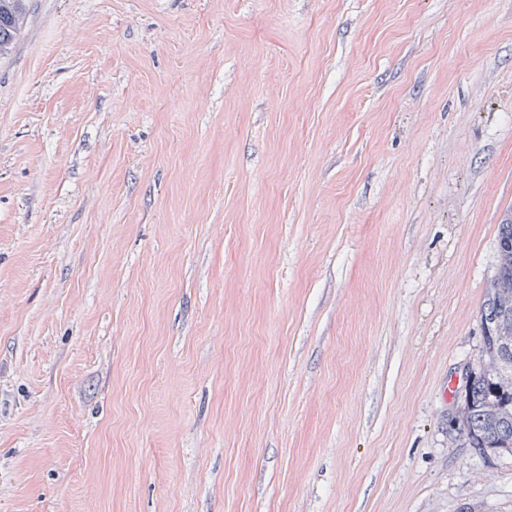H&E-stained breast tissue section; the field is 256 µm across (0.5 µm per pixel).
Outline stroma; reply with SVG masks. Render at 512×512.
<instances>
[{"mask_svg":"<svg viewBox=\"0 0 512 512\" xmlns=\"http://www.w3.org/2000/svg\"><path fill=\"white\" fill-rule=\"evenodd\" d=\"M511 207L512 0H30L0 512H512L458 430Z\"/></svg>","mask_w":512,"mask_h":512,"instance_id":"obj_1","label":"stroma"}]
</instances>
